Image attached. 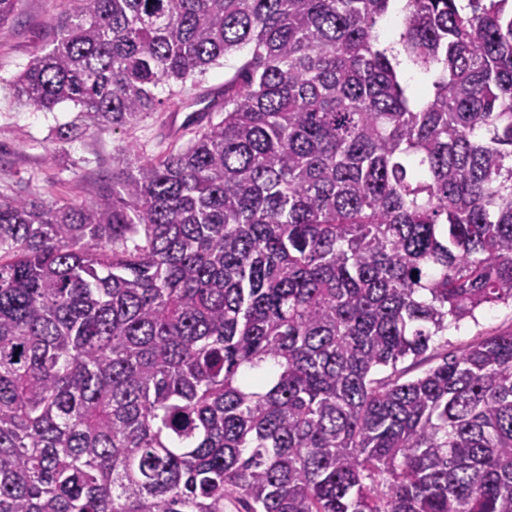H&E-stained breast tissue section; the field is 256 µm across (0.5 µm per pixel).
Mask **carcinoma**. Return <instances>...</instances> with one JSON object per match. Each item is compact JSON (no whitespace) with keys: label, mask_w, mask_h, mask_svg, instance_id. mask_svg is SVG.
Returning <instances> with one entry per match:
<instances>
[{"label":"carcinoma","mask_w":512,"mask_h":512,"mask_svg":"<svg viewBox=\"0 0 512 512\" xmlns=\"http://www.w3.org/2000/svg\"><path fill=\"white\" fill-rule=\"evenodd\" d=\"M46 27L15 94L89 127L252 53L92 200L0 196V512H512V331L405 378L512 302V0Z\"/></svg>","instance_id":"1"}]
</instances>
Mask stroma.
Masks as SVG:
<instances>
[{
  "label": "stroma",
  "instance_id": "stroma-1",
  "mask_svg": "<svg viewBox=\"0 0 512 512\" xmlns=\"http://www.w3.org/2000/svg\"><path fill=\"white\" fill-rule=\"evenodd\" d=\"M69 0H23L14 22L0 27V195L39 194L48 201L93 199L112 181L118 170L121 149L133 143L146 157L165 152L171 145L186 144L192 136L183 127L188 113L197 108L202 97L217 95L244 53L210 68L184 88V110L152 113L132 129L93 126L72 139L56 138L59 126L75 121L72 104L45 111L17 102L10 81L23 69L30 57L46 43L45 22L66 11ZM477 322H465L449 328L447 335L435 341L437 353L457 354L480 337L512 331V304L501 303L480 309Z\"/></svg>",
  "mask_w": 512,
  "mask_h": 512
}]
</instances>
